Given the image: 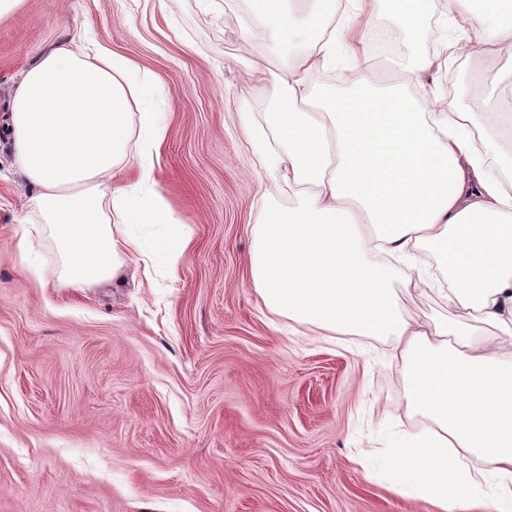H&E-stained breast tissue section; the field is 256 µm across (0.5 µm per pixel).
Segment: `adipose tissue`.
<instances>
[{"label": "adipose tissue", "instance_id": "obj_1", "mask_svg": "<svg viewBox=\"0 0 512 512\" xmlns=\"http://www.w3.org/2000/svg\"><path fill=\"white\" fill-rule=\"evenodd\" d=\"M446 0L463 36L512 40V0ZM405 37L420 42L428 0H384ZM335 0H262L255 28L280 56L277 72L255 62L248 84L275 77L273 100L253 135L267 192L305 186L291 208H267L255 228L253 286L271 312L340 335L391 336L406 368L407 405L434 431L410 436L386 469L399 491L438 512H468L492 490L497 512H512V153L476 138L473 119L444 97L418 100L434 58L417 59L377 81L370 61L347 92L312 91L308 76L335 67L338 33L355 21ZM462 38L444 40L449 60ZM127 57L88 50L74 36L20 74L5 132L34 193L32 215L46 224L62 259V286L115 280L140 246L128 224H173L157 190L158 150L168 135L153 113L139 116L134 181L112 182L128 159L129 101L150 82ZM430 246L448 257L449 308L487 332L451 319L404 316L390 269Z\"/></svg>", "mask_w": 512, "mask_h": 512}]
</instances>
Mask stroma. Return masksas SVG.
Returning a JSON list of instances; mask_svg holds the SVG:
<instances>
[{"instance_id": "1", "label": "stroma", "mask_w": 512, "mask_h": 512, "mask_svg": "<svg viewBox=\"0 0 512 512\" xmlns=\"http://www.w3.org/2000/svg\"><path fill=\"white\" fill-rule=\"evenodd\" d=\"M252 0H22L0 18V118L21 72L78 33L149 74L148 102L169 134L158 189L181 224L128 225L175 269L128 260L123 278L61 287L48 236L41 273L20 257L29 190L0 139V512H435L369 474L430 426L405 403L390 336H344L269 311L250 277L254 227L268 200L250 135L276 98L251 87L268 55L247 31ZM445 0H431L419 45L387 16L344 33L383 67L433 56ZM392 36L391 50L375 44ZM481 53L441 63L410 92L439 93L482 120ZM393 287L402 313L447 320L434 290Z\"/></svg>"}]
</instances>
